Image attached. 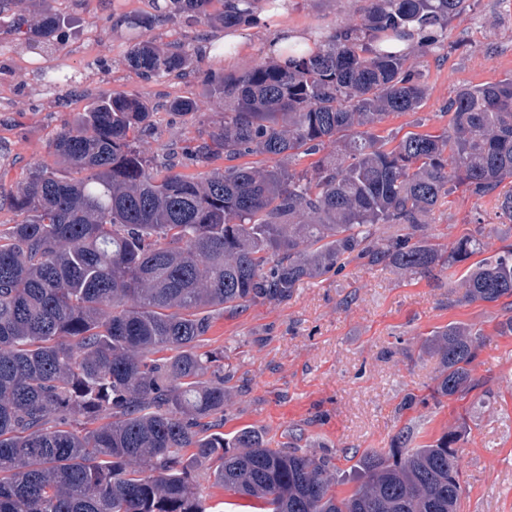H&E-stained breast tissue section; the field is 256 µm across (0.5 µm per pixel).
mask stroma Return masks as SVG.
Instances as JSON below:
<instances>
[{
	"instance_id": "35a3bbf8",
	"label": "stroma",
	"mask_w": 512,
	"mask_h": 512,
	"mask_svg": "<svg viewBox=\"0 0 512 512\" xmlns=\"http://www.w3.org/2000/svg\"><path fill=\"white\" fill-rule=\"evenodd\" d=\"M470 6L448 27L441 46L417 58L428 94L420 109L390 115L380 133H440L448 125L446 105L458 88L512 76V0H469ZM369 0H287L276 22L302 28L317 39L359 17ZM57 10L74 20L60 51L42 53L56 70L73 74L74 85L45 89L32 69L33 55L16 36L0 31V188H10L37 162L54 163L50 140L73 123L88 96L123 92L156 106L154 129L143 137L148 158L169 152L204 130L216 102L203 100L205 73H240L244 64L267 59L273 31L267 25L242 26L248 44L238 61L203 58L180 76L143 79L127 62L130 31L117 27L125 17L151 16L149 38L162 47L193 50L221 28L188 24L183 18L156 19L151 0H58ZM197 99L201 117L170 114L163 104ZM484 226L486 256L503 246L512 222L500 218L494 197L456 191L441 201L430 232L448 245ZM455 279H417L355 260L326 280L306 283L288 300L256 303L214 319L205 347L224 351L236 367L233 394L224 411V430L244 426L265 431L280 448L292 432L303 449L328 455L338 469L340 495L355 488V451L386 450L403 425L416 444L433 442L448 429L465 427L460 443L463 493L457 512H512V336L496 326L502 303L456 300ZM457 322L482 331L486 341L474 364L481 385L464 399L397 407L406 394L424 395L440 363L423 351L429 332Z\"/></svg>"
}]
</instances>
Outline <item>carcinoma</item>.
Listing matches in <instances>:
<instances>
[{
    "mask_svg": "<svg viewBox=\"0 0 512 512\" xmlns=\"http://www.w3.org/2000/svg\"><path fill=\"white\" fill-rule=\"evenodd\" d=\"M212 2L165 7L232 28L254 23L260 0H224L217 15ZM24 4L0 0V30L62 47L72 19L47 0L30 21ZM465 10L466 0H371L308 56L205 74L224 111L185 147L203 172L152 164L139 142L154 108L112 93L55 134L62 166L36 163L0 192V208L21 216L0 229V512H209L197 471L261 512H456L464 430L415 446L403 426L387 451L357 457L358 485L341 496L328 458L271 448L250 426L224 433L235 368L202 342L216 317L286 300L355 259L433 279L483 252L482 228L446 249L429 217L460 187L484 197L512 180V79L459 88L439 134L376 132L420 108L427 86L409 61ZM128 25L127 59L145 77L190 66L181 47L145 39L149 18ZM411 28L422 34L412 52L376 47ZM169 109L198 111L189 99ZM326 148L312 169H290ZM253 155L271 164H234ZM458 286L462 303L510 299L497 334L512 335V244L469 264ZM483 343L457 323L432 332L422 349L439 373L403 406L479 387Z\"/></svg>",
    "mask_w": 512,
    "mask_h": 512,
    "instance_id": "1",
    "label": "carcinoma"
}]
</instances>
